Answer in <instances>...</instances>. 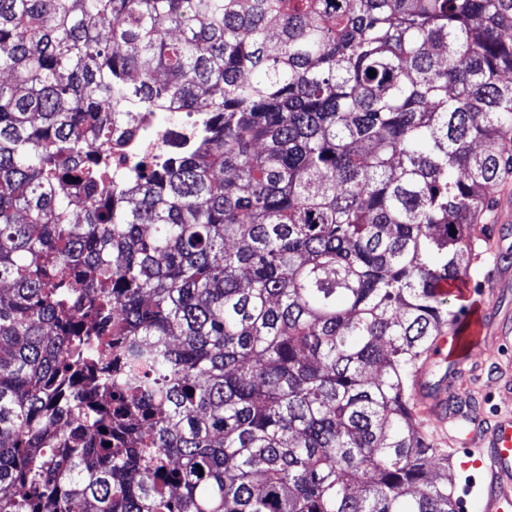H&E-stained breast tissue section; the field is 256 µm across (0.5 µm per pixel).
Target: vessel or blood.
<instances>
[{
	"instance_id": "b4317fda",
	"label": "vessel or blood",
	"mask_w": 512,
	"mask_h": 512,
	"mask_svg": "<svg viewBox=\"0 0 512 512\" xmlns=\"http://www.w3.org/2000/svg\"><path fill=\"white\" fill-rule=\"evenodd\" d=\"M426 369H419L413 382L416 409L420 417L444 428L453 414L448 409V393L431 389ZM456 447L465 449L472 472L468 491L477 496L481 512H512V416L485 419L472 413Z\"/></svg>"
}]
</instances>
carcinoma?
Here are the masks:
<instances>
[{"label": "carcinoma", "mask_w": 512, "mask_h": 512, "mask_svg": "<svg viewBox=\"0 0 512 512\" xmlns=\"http://www.w3.org/2000/svg\"><path fill=\"white\" fill-rule=\"evenodd\" d=\"M0 71V512H455L512 0H0ZM138 112L200 140L114 181ZM476 339H477L476 336H465V338H463L462 336H455V334L453 332L449 331L448 335L442 336L438 341V344L440 347V353L439 354L432 353L431 359H436L437 357L441 356L442 350L447 348L448 350L445 351L444 353L446 355H448V352L452 353V355L450 357H448V359L454 360V359H456V352L461 350V347L463 346V343L465 341L468 344L467 350H469L476 344V342H477ZM448 359L446 361L444 360V358L437 359L439 365L436 367V376H435L436 381L440 380V378L443 376L445 371L448 372ZM429 361L419 368L412 384V392L416 399L415 405L418 415L434 422L436 429L439 431L448 424V420L457 418V415L448 411V391L433 390L428 386L426 374Z\"/></svg>", "instance_id": "cac0c4a2"}]
</instances>
